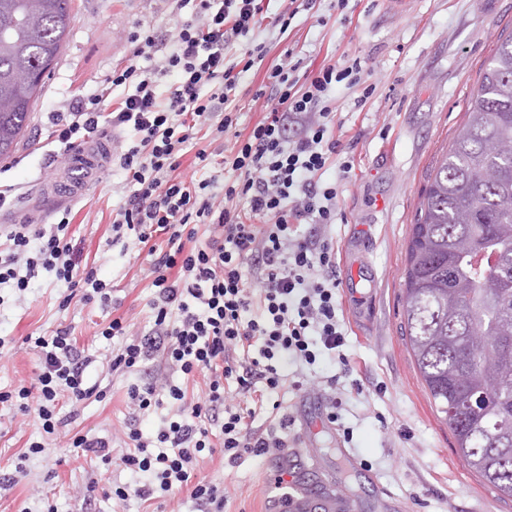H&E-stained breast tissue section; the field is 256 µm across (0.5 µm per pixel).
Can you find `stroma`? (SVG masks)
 Returning <instances> with one entry per match:
<instances>
[{"mask_svg": "<svg viewBox=\"0 0 512 512\" xmlns=\"http://www.w3.org/2000/svg\"><path fill=\"white\" fill-rule=\"evenodd\" d=\"M66 44L40 97L30 125L16 152L0 160V185L11 186L17 207L0 212L1 224H52L57 212L71 207L75 240L83 254L94 257L99 278L115 288L110 306L73 298L63 303V290L52 275L41 273L26 291L14 283L0 285V392L31 391L27 407L0 402V471L15 472L14 486L0 489V512H197L185 495L153 500L132 496L119 500L115 487L134 484L132 471L119 466L128 452L125 436L135 425L144 436L154 434L175 416L167 403L132 416L127 390L161 377L181 386L192 401H204L208 380L164 371L162 359L126 373L109 369L120 342L105 339L102 328L123 317L130 334L153 327L149 301L153 294L150 259L135 248L113 242L109 226L116 209L132 191L118 159L107 161L85 197L67 202L51 187L68 167L52 136V115L65 111L75 94L111 90L113 100L124 87L108 88L113 68L128 64L125 51L130 32L141 28L160 35L176 21L173 0H74ZM348 20L339 23L331 0H317L299 10L285 34H268L266 66L291 49L314 74L325 64L343 65L360 59L370 72L371 95L362 87L337 86L332 92L334 133L341 141L357 138L355 169L339 187L337 223L322 228L338 250L339 272L357 267L373 288L359 301L342 286L340 309L348 326L342 348L351 364L344 372L339 359L320 353L314 365L292 358L280 367L288 382L271 393L257 410L255 426L277 427L281 415L292 413L308 399L305 417L315 415L313 399L335 394L338 420L322 426L311 444L289 438L307 459L327 460L344 447L365 471L353 478L332 479L324 469L303 472L314 488L337 483L358 498L362 512H512V499L483 484L457 455L447 424L434 413L424 385L406 347L401 310L402 272L406 242L415 222L416 206L427 176L464 122L463 100L476 84L480 68L500 34L512 32V0H412L406 13L390 11L385 0H350ZM264 69L243 73L236 104L238 128L248 131L261 120L264 101L253 94L264 80ZM55 163H48V156ZM369 242L359 252V239ZM67 327L77 347L89 356L84 378L93 392L77 405L79 417L69 428L45 433L36 414L39 396L33 391L41 361L32 343ZM335 386H328V378ZM359 379L363 390L350 389ZM301 390H293V380ZM112 443V463H104L72 445L74 434ZM45 444L43 453L26 456L30 442ZM279 470L278 455H243L226 465L221 454L200 453L197 478L223 485L224 512H279L271 478ZM96 481L97 491L82 490Z\"/></svg>", "mask_w": 512, "mask_h": 512, "instance_id": "obj_1", "label": "stroma"}]
</instances>
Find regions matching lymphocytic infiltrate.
<instances>
[{
	"label": "lymphocytic infiltrate",
	"mask_w": 512,
	"mask_h": 512,
	"mask_svg": "<svg viewBox=\"0 0 512 512\" xmlns=\"http://www.w3.org/2000/svg\"><path fill=\"white\" fill-rule=\"evenodd\" d=\"M262 0H176L177 8L192 7L190 18L178 21L171 43L148 32L128 38L131 62L114 69L113 86L131 84L132 94L120 103L109 95H74L65 111L56 113L57 140L72 151L93 140L109 138L124 128L133 140L119 157L133 190L112 220L113 240L146 247L153 234L168 237V249L151 261L154 296L150 307L154 327L146 335L126 339V328L115 318L102 336L125 337L112 357V371L131 369L162 355L166 364L185 376L207 375L205 404H191L177 385L155 381L131 386L129 404L143 413L163 399L178 402L183 415L160 429L155 441L137 429L127 437L133 450L122 456L126 468L139 473L134 489L117 490L119 499L185 493L202 512H224V488L197 478L189 469L198 454L212 449L208 426L216 407H223L222 448L227 464L242 455L264 456L288 446L291 424L281 417L278 428H253L254 409L226 404V382L237 393L257 385L274 390L285 380L278 359L290 354L312 364L316 351H335L346 330L340 320V285L336 249L315 233L302 236L304 224H332L338 218L337 182L326 180L330 169L347 179L354 168L353 144L333 134L330 90L339 83L367 81L360 61L344 67L325 64L304 80L300 64L286 58L265 68L257 97L268 111L248 133L238 129L235 105L242 73L264 68L265 42L256 40ZM244 51L230 57V45ZM165 57L160 72L138 67V59ZM175 74L160 91L158 73ZM228 146L222 170L189 183L177 176L182 152L198 136ZM247 201L239 209V201ZM70 211L52 225L18 224L5 236L0 255V284L15 281L27 288L39 271L52 273L70 295L87 302H109L112 285L96 270L82 267L72 243ZM209 236L197 243L198 225ZM39 419L46 432L67 426L71 413L61 412L60 395L71 403L91 395L84 381L87 363L70 328L39 336Z\"/></svg>",
	"instance_id": "obj_1"
}]
</instances>
